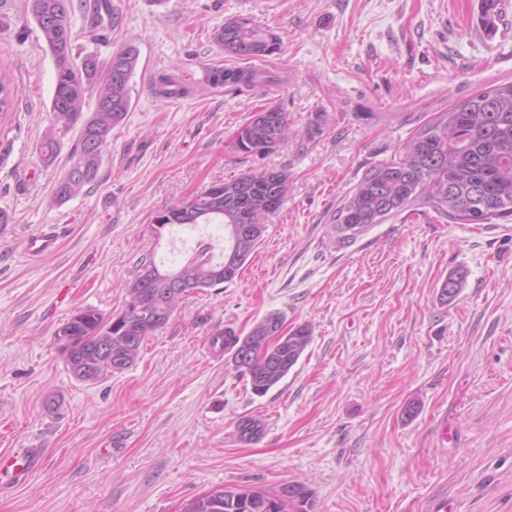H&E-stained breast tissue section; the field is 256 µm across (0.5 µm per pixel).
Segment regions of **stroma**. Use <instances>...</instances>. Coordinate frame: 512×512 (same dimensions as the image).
Segmentation results:
<instances>
[{"label":"stroma","mask_w":512,"mask_h":512,"mask_svg":"<svg viewBox=\"0 0 512 512\" xmlns=\"http://www.w3.org/2000/svg\"><path fill=\"white\" fill-rule=\"evenodd\" d=\"M112 14L97 41L74 11V50L105 60L134 46L132 108L97 182L60 202L79 132L59 133L41 162L53 57L30 0H0V71L16 91L0 121V456L39 455L0 485V512H180L215 489L285 481L312 491L314 512H512V219L456 224L424 208L341 248L326 224L419 127L512 81V0H497L491 28L482 0H112ZM236 16L279 37L259 64L273 85L194 92L202 70L238 67L214 39ZM163 73L187 98L155 94ZM275 105L288 139L264 157L238 152V128ZM281 169L291 193L243 273L183 298L132 367L77 381L55 333L85 307L119 312L142 257L178 256L157 211ZM49 227L57 251L29 260L24 238ZM458 270L464 286L441 306ZM271 313L313 340L259 397L211 333L243 336ZM248 415L265 423L253 443L236 433Z\"/></svg>","instance_id":"stroma-1"}]
</instances>
